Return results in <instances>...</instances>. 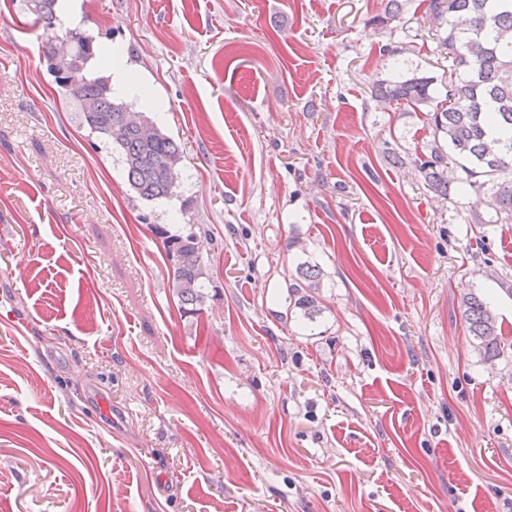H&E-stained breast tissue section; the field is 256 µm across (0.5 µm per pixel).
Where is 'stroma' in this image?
Instances as JSON below:
<instances>
[{
	"mask_svg": "<svg viewBox=\"0 0 512 512\" xmlns=\"http://www.w3.org/2000/svg\"><path fill=\"white\" fill-rule=\"evenodd\" d=\"M385 4L58 0L183 151L145 201L0 0V512H512V224L412 164L425 114L376 87L400 65L444 95L448 56L422 0ZM162 229L201 233L199 313ZM468 329L478 341L477 347L486 361L492 362L501 354V336L497 316L480 296L470 293L461 301Z\"/></svg>",
	"mask_w": 512,
	"mask_h": 512,
	"instance_id": "obj_1",
	"label": "stroma"
}]
</instances>
